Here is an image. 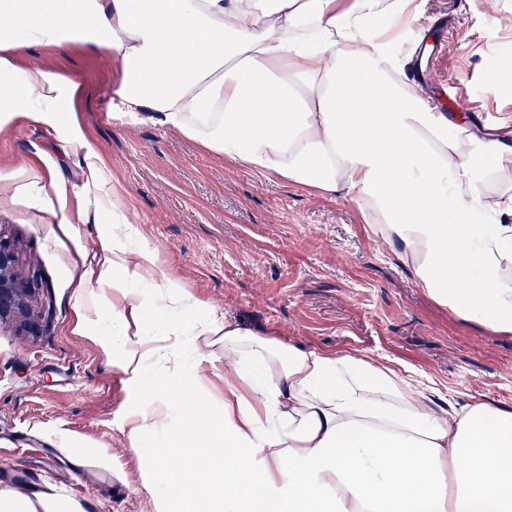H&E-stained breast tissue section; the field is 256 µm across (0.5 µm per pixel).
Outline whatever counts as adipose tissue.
<instances>
[{"instance_id": "obj_1", "label": "adipose tissue", "mask_w": 512, "mask_h": 512, "mask_svg": "<svg viewBox=\"0 0 512 512\" xmlns=\"http://www.w3.org/2000/svg\"><path fill=\"white\" fill-rule=\"evenodd\" d=\"M415 0H0V128L61 130L101 168L72 120L77 83L15 57L82 42L122 66L112 109L150 113L225 162L352 199L368 236L394 245L430 299L512 335V144L477 142L463 116L408 83L386 31ZM130 227L102 236L95 290H111L118 365L160 364L133 446L176 424L148 460L154 512H512V408L456 398L388 366L286 345L178 293ZM157 291L145 307L143 289ZM157 326L147 329L146 316ZM224 351V392L184 372ZM0 512H83L50 486L0 489Z\"/></svg>"}]
</instances>
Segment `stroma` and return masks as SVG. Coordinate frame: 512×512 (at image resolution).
Returning a JSON list of instances; mask_svg holds the SVG:
<instances>
[{"label":"stroma","instance_id":"35a3bbf8","mask_svg":"<svg viewBox=\"0 0 512 512\" xmlns=\"http://www.w3.org/2000/svg\"><path fill=\"white\" fill-rule=\"evenodd\" d=\"M422 11L453 19L434 63L462 91L451 99L438 88L431 99L512 136V88H485L489 72L512 71V0H422ZM18 64L81 86L76 119L135 229L127 244L155 251L184 292L284 343L408 367L443 394L512 407V335H492L431 301L393 248L367 237L349 199L260 178L177 130L113 111L121 65L89 46L35 47ZM20 169L53 179L70 214L92 210L97 190L83 156L54 127L17 119L0 129V178ZM110 220L105 213L64 233L24 205L0 213L14 273L35 285L45 315L36 336L0 318V484L49 483L85 512H151L128 421L146 408L145 391L163 397L157 370L136 387L118 367L111 293L98 299L102 338L84 335L76 315L78 284L95 281ZM62 441L87 452L83 466L58 450Z\"/></svg>","mask_w":512,"mask_h":512}]
</instances>
